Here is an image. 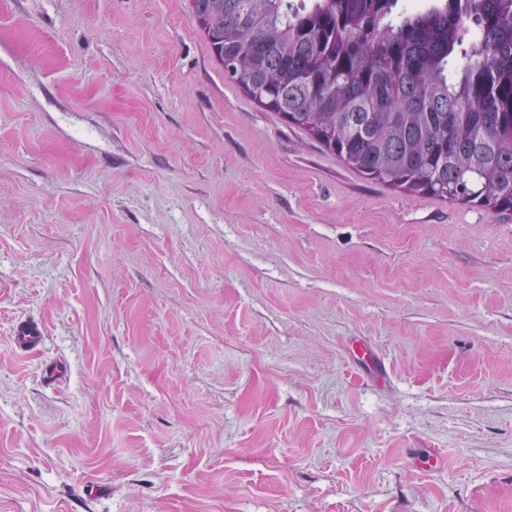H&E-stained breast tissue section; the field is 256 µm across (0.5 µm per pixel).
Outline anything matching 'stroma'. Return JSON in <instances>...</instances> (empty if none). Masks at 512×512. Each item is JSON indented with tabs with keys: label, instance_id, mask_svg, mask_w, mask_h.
<instances>
[{
	"label": "stroma",
	"instance_id": "35a3bbf8",
	"mask_svg": "<svg viewBox=\"0 0 512 512\" xmlns=\"http://www.w3.org/2000/svg\"><path fill=\"white\" fill-rule=\"evenodd\" d=\"M0 512H512V209L347 167L189 0H0ZM45 329L33 319L19 321L13 329L12 344L20 351L26 352L38 348L44 342Z\"/></svg>",
	"mask_w": 512,
	"mask_h": 512
}]
</instances>
